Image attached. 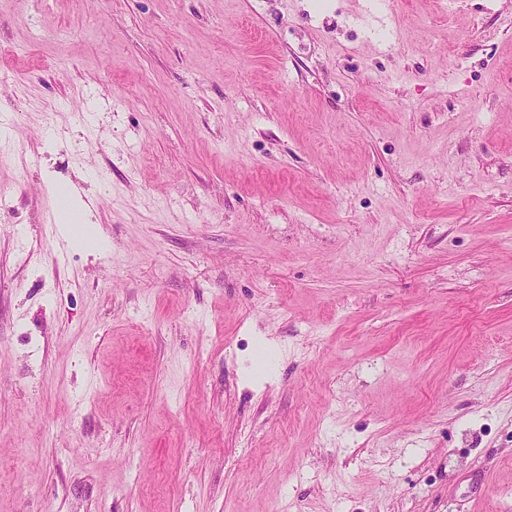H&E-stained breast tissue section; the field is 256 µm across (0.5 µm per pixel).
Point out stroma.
<instances>
[{"instance_id":"1","label":"stroma","mask_w":512,"mask_h":512,"mask_svg":"<svg viewBox=\"0 0 512 512\" xmlns=\"http://www.w3.org/2000/svg\"><path fill=\"white\" fill-rule=\"evenodd\" d=\"M0 119V512H512V0H0Z\"/></svg>"}]
</instances>
